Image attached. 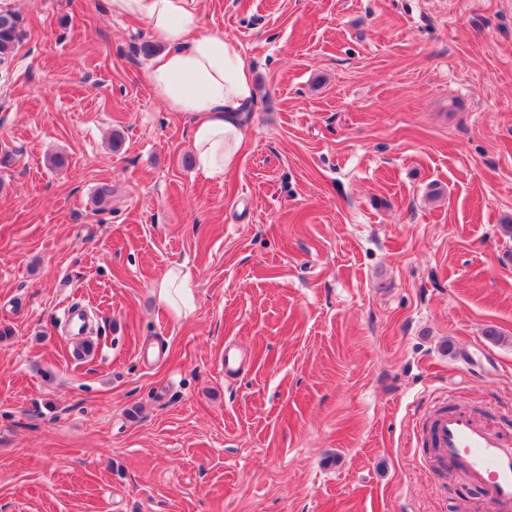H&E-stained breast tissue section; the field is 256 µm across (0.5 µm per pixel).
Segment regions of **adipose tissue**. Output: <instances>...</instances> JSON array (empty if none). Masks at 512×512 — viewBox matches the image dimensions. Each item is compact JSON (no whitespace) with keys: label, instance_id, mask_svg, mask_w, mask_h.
<instances>
[{"label":"adipose tissue","instance_id":"adipose-tissue-1","mask_svg":"<svg viewBox=\"0 0 512 512\" xmlns=\"http://www.w3.org/2000/svg\"><path fill=\"white\" fill-rule=\"evenodd\" d=\"M200 0H110L113 16L145 21L161 50L145 78L168 111L192 116V148L199 171L219 179L238 159L242 120L256 100L250 68L238 44L199 29ZM175 315L193 310L194 288L174 268L155 290Z\"/></svg>","mask_w":512,"mask_h":512}]
</instances>
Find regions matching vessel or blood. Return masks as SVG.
<instances>
[{"label": "vessel or blood", "mask_w": 512, "mask_h": 512, "mask_svg": "<svg viewBox=\"0 0 512 512\" xmlns=\"http://www.w3.org/2000/svg\"><path fill=\"white\" fill-rule=\"evenodd\" d=\"M423 444L437 466L462 467L496 512H512V432L492 427L471 411L431 405L423 423Z\"/></svg>", "instance_id": "vessel-or-blood-1"}]
</instances>
